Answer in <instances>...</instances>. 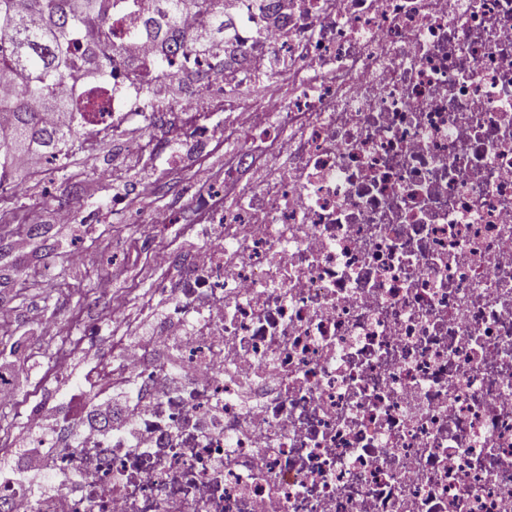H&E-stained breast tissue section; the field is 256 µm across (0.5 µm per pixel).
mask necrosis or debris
I'll return each instance as SVG.
<instances>
[{"label":"necrosis or debris","instance_id":"1","mask_svg":"<svg viewBox=\"0 0 512 512\" xmlns=\"http://www.w3.org/2000/svg\"><path fill=\"white\" fill-rule=\"evenodd\" d=\"M240 16L236 60L174 57L194 91L155 114L150 58L77 79L91 140L249 121L163 320L112 357L125 428L45 439L0 512H512V0Z\"/></svg>","mask_w":512,"mask_h":512}]
</instances>
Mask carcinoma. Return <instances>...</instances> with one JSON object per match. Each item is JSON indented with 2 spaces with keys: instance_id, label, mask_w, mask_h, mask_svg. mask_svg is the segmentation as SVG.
I'll list each match as a JSON object with an SVG mask.
<instances>
[{
  "instance_id": "cac0c4a2",
  "label": "carcinoma",
  "mask_w": 512,
  "mask_h": 512,
  "mask_svg": "<svg viewBox=\"0 0 512 512\" xmlns=\"http://www.w3.org/2000/svg\"><path fill=\"white\" fill-rule=\"evenodd\" d=\"M205 11L204 26L224 31L223 0H128L143 14L137 36L164 45L153 66L169 65L172 53L194 51L193 38L185 35L181 19L186 3ZM88 32L100 42L112 35V0H0V83L20 87L11 103L12 120L0 136V189L11 185L18 159L39 152L49 155L56 168L68 165V142L78 139L76 126H50L45 114L70 110L74 96L70 79L79 71L96 72L106 79L118 52L94 51L78 58L70 52L71 39Z\"/></svg>"
}]
</instances>
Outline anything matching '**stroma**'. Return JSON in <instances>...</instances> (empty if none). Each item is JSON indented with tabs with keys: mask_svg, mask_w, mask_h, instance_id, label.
<instances>
[{
	"mask_svg": "<svg viewBox=\"0 0 512 512\" xmlns=\"http://www.w3.org/2000/svg\"><path fill=\"white\" fill-rule=\"evenodd\" d=\"M134 127L127 139L101 138L92 145L75 144L65 173L44 171L32 177L18 170L15 179L25 195H0V308L11 309V322H0V357L15 358L32 376L21 388L18 402L0 410V448L26 430L29 403L58 405L61 383L56 371L59 350L91 351L100 361L112 358L119 335L100 312L109 299L98 290L101 278H112L130 300L134 315H149L166 298L155 282L178 284L173 267L153 266V246L181 248L185 226L200 218L199 195L209 185L207 174L223 171L230 145L198 152L173 139L165 141L155 166L132 161L127 141L146 135ZM161 182L165 189L154 198L140 197L143 182ZM67 200L72 225L57 224L60 200ZM174 209L175 221L157 224L153 212ZM42 306L57 336L39 339L25 321L30 305Z\"/></svg>",
	"mask_w": 512,
	"mask_h": 512,
	"instance_id": "obj_1",
	"label": "stroma"
}]
</instances>
